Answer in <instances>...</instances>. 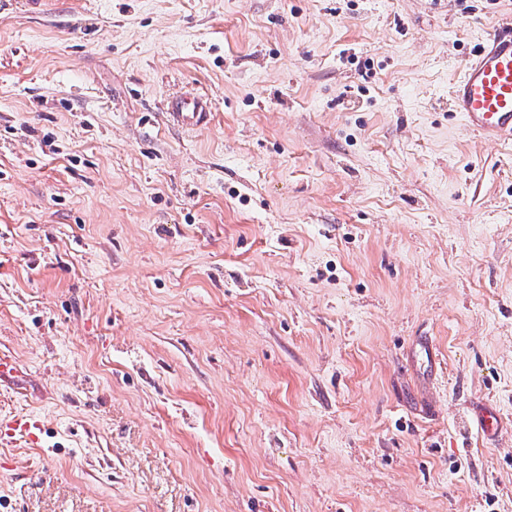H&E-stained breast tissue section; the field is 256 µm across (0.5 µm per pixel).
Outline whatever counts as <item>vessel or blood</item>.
Wrapping results in <instances>:
<instances>
[{
    "mask_svg": "<svg viewBox=\"0 0 512 512\" xmlns=\"http://www.w3.org/2000/svg\"><path fill=\"white\" fill-rule=\"evenodd\" d=\"M451 108L482 140L512 138V21L499 25L472 50L454 81ZM171 126L193 130L209 123L208 104L199 97H169L161 113Z\"/></svg>",
    "mask_w": 512,
    "mask_h": 512,
    "instance_id": "b4317fda",
    "label": "vessel or blood"
}]
</instances>
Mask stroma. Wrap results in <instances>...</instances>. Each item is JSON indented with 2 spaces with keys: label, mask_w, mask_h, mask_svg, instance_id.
<instances>
[{
  "label": "stroma",
  "mask_w": 512,
  "mask_h": 512,
  "mask_svg": "<svg viewBox=\"0 0 512 512\" xmlns=\"http://www.w3.org/2000/svg\"><path fill=\"white\" fill-rule=\"evenodd\" d=\"M52 2L0 0V512H512V140L448 109L512 0ZM206 111L208 103L202 98L174 95L166 100L159 115L171 126L194 130L210 122L212 112Z\"/></svg>",
  "instance_id": "obj_1"
}]
</instances>
